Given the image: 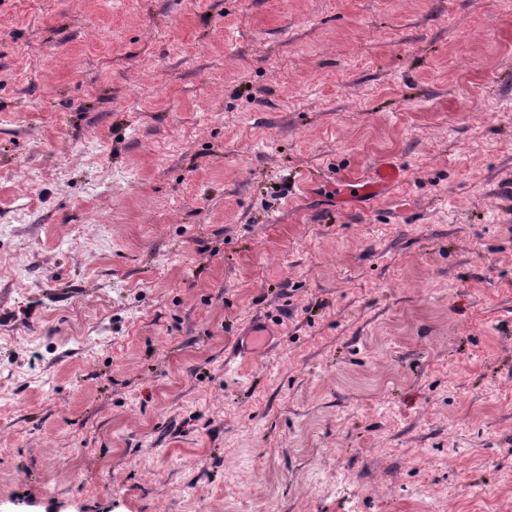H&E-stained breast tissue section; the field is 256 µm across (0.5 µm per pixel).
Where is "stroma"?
I'll return each mask as SVG.
<instances>
[{
  "mask_svg": "<svg viewBox=\"0 0 512 512\" xmlns=\"http://www.w3.org/2000/svg\"><path fill=\"white\" fill-rule=\"evenodd\" d=\"M0 512H512V0H0ZM401 178L400 169L393 164H384L377 168L373 177L367 181H345L343 189L358 195L379 194Z\"/></svg>",
  "mask_w": 512,
  "mask_h": 512,
  "instance_id": "stroma-1",
  "label": "stroma"
}]
</instances>
